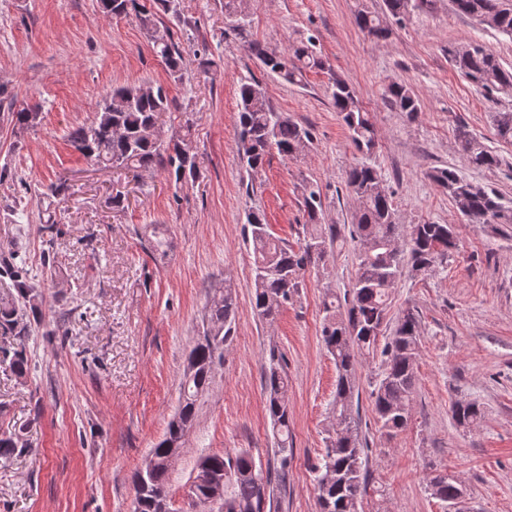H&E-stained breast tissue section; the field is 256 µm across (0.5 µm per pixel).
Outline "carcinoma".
Returning a JSON list of instances; mask_svg holds the SVG:
<instances>
[{
    "label": "carcinoma",
    "instance_id": "1",
    "mask_svg": "<svg viewBox=\"0 0 512 512\" xmlns=\"http://www.w3.org/2000/svg\"><path fill=\"white\" fill-rule=\"evenodd\" d=\"M451 2L457 12L512 36V0ZM436 3L437 0H383L385 12L399 22L415 14L432 12ZM101 4L113 18L135 13L150 33L152 51L165 62L170 77L182 79L183 51L170 29L156 26L153 10L140 0H101ZM224 18L239 34L246 33L249 20L244 0H224ZM355 21L370 36L384 38L389 34L383 18L371 11L359 10ZM248 49L263 70L287 82H300L306 72L326 69L325 60L312 49L310 41L292 46L286 55L269 52L256 42L248 43ZM448 58L456 72L483 89L487 96L512 94V69L504 68L482 44L469 41L450 48ZM332 99L355 148L371 152L376 146L377 130L356 92L337 78ZM384 99L409 116L421 109L417 92L406 84H388ZM104 101L90 123L70 131L69 143L75 151L105 168L146 171L161 167L177 186L200 177V162L188 135L167 140L145 136L146 130L160 123L163 114L170 111L171 102L164 86L143 83L114 88ZM12 121L18 130L24 131L39 124L40 112L36 108H22L12 113ZM490 122L499 139L512 142V112H492ZM236 133L240 160L250 172L262 168L271 151L294 158L312 139L307 128L271 107L262 83L251 75L242 78L239 84ZM456 140L473 167L494 170L502 165L500 155L488 150L465 129L458 130ZM430 179L448 195L468 223L512 224L511 198L467 180L450 167L433 170ZM346 188L357 204L347 233L359 242L360 249L352 288L345 291L343 298L323 303L321 339L336 365V393L332 402L333 433L312 468L319 512H359L361 499L368 493L359 407L354 404L359 357L378 352L384 364L371 391L372 413L380 428L391 435L407 427L412 418L421 336L419 314L413 309L405 310L392 336L379 344L388 300L404 263H410L416 273H425L448 260V254L457 247L452 225L424 222L410 226L407 251H402L401 225L392 195L374 167H351ZM302 195L305 232L296 249L272 236L263 212L253 209L247 215L248 241L255 265L252 303L256 314L265 320L274 319L288 305L302 287L306 269L325 264L334 243L344 237L342 228L322 223L319 189L306 184ZM168 247V239L153 232L148 240V252L153 259L164 257ZM2 277L10 280L13 291L0 297V335L16 340V346L3 352V358L8 360L13 374L23 377L31 363L25 343L29 330L23 318L38 311V275L13 251L0 255ZM237 298V287L227 280L224 287L214 289L209 296L202 332L186 359L178 408L163 437L151 449L154 464L140 468L134 475V512H173L168 490L169 471L174 464L171 453L182 448L186 434L195 424L198 402L224 363V346L233 340ZM263 379L276 466H264L247 450L206 456L196 466L195 496L200 504H205L211 479L217 475L224 477V502L219 512H272L276 495L286 490L288 484V471L294 461L288 373L285 355L275 345L266 351ZM451 416L457 426L470 428L483 420L485 411L476 401H461L453 404ZM25 452L21 432L0 434V458L9 460ZM427 488L444 508H450L456 486L448 479V473L436 472L429 478Z\"/></svg>",
    "mask_w": 512,
    "mask_h": 512
}]
</instances>
